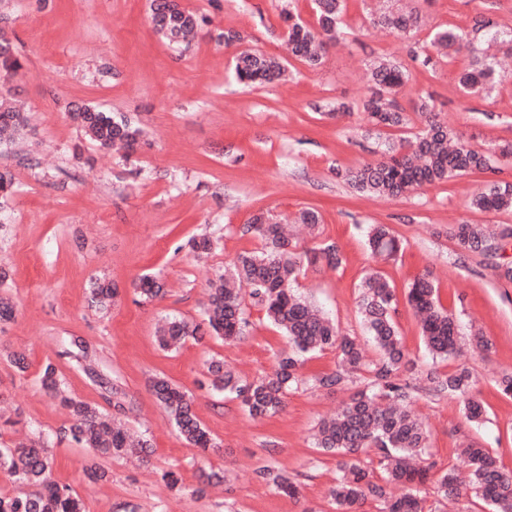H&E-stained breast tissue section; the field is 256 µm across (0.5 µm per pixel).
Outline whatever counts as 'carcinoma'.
Wrapping results in <instances>:
<instances>
[{"label": "carcinoma", "instance_id": "carcinoma-1", "mask_svg": "<svg viewBox=\"0 0 512 512\" xmlns=\"http://www.w3.org/2000/svg\"><path fill=\"white\" fill-rule=\"evenodd\" d=\"M377 12L372 23L383 29L414 34L421 27L422 17L414 8H400L395 0ZM315 26L295 18L291 9L282 7L281 15L288 22V49L291 55L310 67L321 63L327 43L340 40V23L347 0H314ZM150 18L155 30L168 44L186 49L191 37L206 17L183 8L178 0H151ZM486 38L507 53H512V29H505L490 17L475 20L470 33L456 28L438 27L429 35V46L441 56L463 48L470 53L468 68L460 74L459 83L467 92L489 91L499 81L495 58L480 52L476 41ZM23 69L12 41L0 27V77L12 78ZM234 75L244 85L270 84L285 75V66L278 59L259 50H243L234 57ZM408 79L399 63L377 57L371 64L373 90L361 104L369 124L378 129L408 127L410 118L396 99L397 89ZM415 111L423 118L422 127L399 143H384L383 159L367 162L343 172H336L356 191L385 197H401L425 185L447 182L492 168L495 158L512 156V145L478 150L462 136L438 120L432 94L419 96ZM70 119L103 149L116 145L128 153L136 149L142 131L131 120L117 117L98 106L82 105L69 111ZM25 113L0 100V145L10 144L26 126ZM471 206L481 211H512V183H492L471 199ZM243 234H253L263 242L260 251L243 252L233 266L211 282L206 304V324L173 317L157 331L161 349L169 351L191 338L200 341L205 333L233 342L244 337L245 300L261 305L267 318L288 337V349L277 355L272 375L242 380L224 367V361L210 362L208 383L224 397L239 401L254 419L269 418L286 406L289 393L306 383L301 373L304 355L332 349L336 351L337 368L313 378L315 386L329 393L342 389L350 372H365L366 387L354 392L331 417L321 419L313 434L314 446L336 456L338 477L330 490L335 512H359L369 499L380 503V512H424L422 488L435 481L438 495L449 503L475 495L489 512H512V470H504L486 449L470 446L463 450L468 472L457 468L444 470L434 477L436 462L424 459L428 436L422 423L409 409L418 393L457 398L464 403L465 416L476 421L483 415V406L472 394L470 372L460 367L451 373L430 368L415 376L417 364L402 343L393 314L396 311L395 288L379 271L365 274L359 283V310L365 328L376 345L380 358L372 366L366 364L360 344L341 333L334 321L298 294L292 283L299 271L296 245L284 232V225L268 215L259 214L242 227ZM462 253L492 254L502 241L512 237L504 229L488 234L473 224H459L452 232ZM366 243L375 255L392 256L400 248L399 240L385 224H370ZM214 241L207 235L188 238L182 248L202 257L213 249ZM311 264L319 261L340 267V247L322 242L306 252ZM146 301L164 298V283L155 276H143L135 283ZM117 295V288L105 279L90 284L91 300L104 306ZM407 303L420 318L422 336L434 359H446L459 352L460 326L453 314L439 299L432 281L422 276L407 292ZM44 389L61 397L72 416L67 429L71 441L89 451L93 462L85 467L90 482L107 480L109 474L94 462L97 457L119 456L147 460L151 454L149 440L133 438L128 430L112 420L98 407L64 395L56 365L48 361L43 367ZM152 392L168 413L184 441L203 451L217 447L197 417L190 397L165 377L154 379ZM371 457L365 465L360 454ZM53 462L46 448L33 442L16 448L0 447V470L7 471L18 482L33 487L22 495L0 494V512H84V505L72 490L51 478ZM382 472L374 477V470ZM259 477L290 497L299 495L298 487L288 476L272 467L258 471ZM407 487L394 496L389 485Z\"/></svg>", "mask_w": 512, "mask_h": 512}]
</instances>
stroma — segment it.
I'll return each instance as SVG.
<instances>
[{"instance_id": "1", "label": "stroma", "mask_w": 512, "mask_h": 512, "mask_svg": "<svg viewBox=\"0 0 512 512\" xmlns=\"http://www.w3.org/2000/svg\"><path fill=\"white\" fill-rule=\"evenodd\" d=\"M179 2L209 19L184 52L153 29L150 0H0L24 63L9 98L28 118L12 149L0 147V167L14 169L18 180L14 195L0 202V264L11 269L6 293L16 305L14 320L0 324V344L24 353L28 363L21 372L0 356V446L45 442L54 479L83 500L86 512H334L328 491L336 459L314 448L313 432L343 393L304 387L289 394L280 414L254 420L205 384L214 356L244 380L272 372L285 339L262 306L247 302L248 326L233 344L208 337L164 351L154 337L165 318L203 320L215 272L261 247L241 232L253 216L312 208L321 216V237L339 244L344 263L336 270L304 266L298 291L364 343L358 284L369 270L385 274L396 288L395 320L408 351L425 369L467 367L487 409L475 423L458 399L418 395L413 408L430 431L431 460L441 469L459 467L461 449L477 445L512 470V397L498 387L512 372V282L498 276L499 265L512 263V242L491 256L463 254L448 233L456 224L512 228V211L470 205L488 183L512 182V158L403 198L360 194L336 175L377 159L379 139L398 140L421 125L416 119L401 130L369 131L360 105L371 86L368 62L380 55L409 73L397 93L406 112L428 91L439 118L472 147L512 142V75L489 94L467 95L459 85L466 53L427 66L411 56L415 39H426L431 27L467 32L482 15L512 27V0H415L427 28L414 38L372 26L361 0H349L344 36L314 70L288 55L281 0ZM227 30L242 33L245 47L285 59L287 77L239 84L234 50L217 39ZM70 104L127 116L143 129V144L129 159L99 150L67 118ZM25 154L34 166H19ZM368 224L388 225L399 238L395 259L370 257ZM197 234L217 242L208 259L180 248ZM148 273L165 280V299L145 302L134 292L133 281ZM426 273L462 328L460 353L437 362L406 300L410 284ZM97 276L120 291L105 309L89 296ZM477 333L492 340L490 352L473 348ZM48 361L67 394L150 440L148 464L102 457L109 481L86 478L89 454L65 438L69 417L41 385ZM158 376L193 396L215 450L204 453L182 440L150 391ZM265 466L287 474L298 498L260 479ZM170 469L179 489L161 479ZM211 471L223 472L222 486L203 487Z\"/></svg>"}]
</instances>
